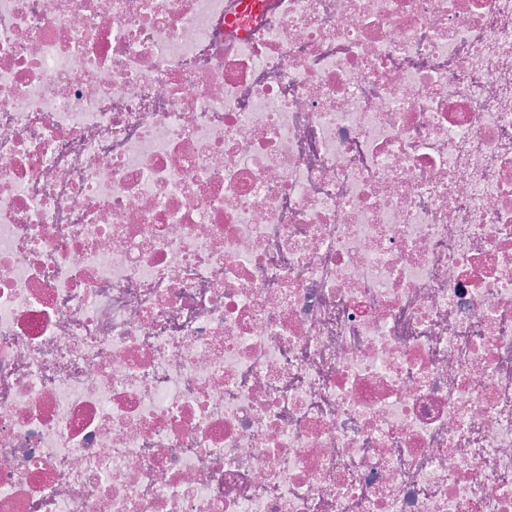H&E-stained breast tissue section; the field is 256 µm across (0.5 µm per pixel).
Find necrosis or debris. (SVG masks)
Wrapping results in <instances>:
<instances>
[{"label": "necrosis or debris", "mask_w": 512, "mask_h": 512, "mask_svg": "<svg viewBox=\"0 0 512 512\" xmlns=\"http://www.w3.org/2000/svg\"><path fill=\"white\" fill-rule=\"evenodd\" d=\"M0 512H512V0H0Z\"/></svg>", "instance_id": "obj_1"}]
</instances>
